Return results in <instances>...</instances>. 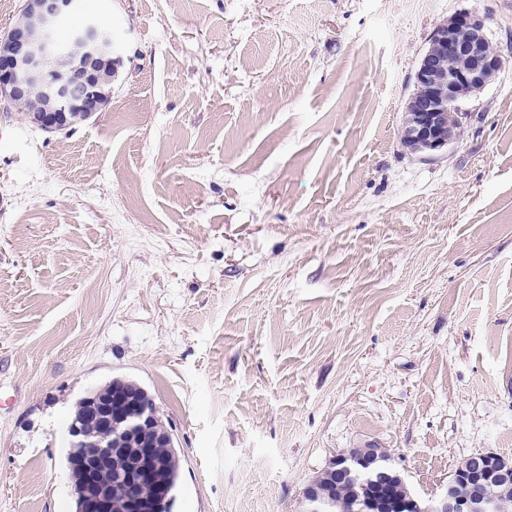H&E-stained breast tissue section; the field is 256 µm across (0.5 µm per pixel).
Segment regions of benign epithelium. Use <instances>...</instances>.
I'll list each match as a JSON object with an SVG mask.
<instances>
[{"mask_svg":"<svg viewBox=\"0 0 512 512\" xmlns=\"http://www.w3.org/2000/svg\"><path fill=\"white\" fill-rule=\"evenodd\" d=\"M77 10V0H25L19 21L0 37V102L6 109L23 106L41 89L34 120L55 133L69 128L67 120L89 118L102 108L108 84L100 69L112 66V42L101 35L102 19L85 16L70 32L65 50L59 49L62 24ZM505 58L491 46L484 18L460 12L438 22L413 74V91L405 107L404 142L415 153H433L452 144L468 116L462 104L495 82ZM151 430L156 439L173 442L170 430L158 425L156 410L139 406L131 415L112 422V434L95 442L94 457L112 456L113 441L131 431ZM380 448L336 451L328 467L349 476L367 474L366 483L385 485L400 478L382 457ZM91 493L84 512H113L112 487L101 475L86 469ZM512 479V461L492 451H478L465 469L451 473L445 496L430 503L407 497L400 512H500L486 486ZM301 512H373L374 501L361 491L336 499L327 486L307 484Z\"/></svg>","mask_w":512,"mask_h":512,"instance_id":"7a95c632","label":"benign epithelium"}]
</instances>
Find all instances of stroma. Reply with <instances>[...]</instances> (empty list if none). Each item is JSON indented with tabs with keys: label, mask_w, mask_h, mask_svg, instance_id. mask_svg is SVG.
Wrapping results in <instances>:
<instances>
[{
	"label": "stroma",
	"mask_w": 512,
	"mask_h": 512,
	"mask_svg": "<svg viewBox=\"0 0 512 512\" xmlns=\"http://www.w3.org/2000/svg\"><path fill=\"white\" fill-rule=\"evenodd\" d=\"M109 105L0 111V512H74L66 413L114 376L170 424L172 512H299L334 453L437 500L512 459V0H84ZM506 66L402 143L434 25ZM160 451L161 454L165 456V472L170 487V493L168 499L158 504L157 512H170L180 481L181 459L175 443L170 448H161ZM382 453V448H356L349 451L343 448L336 451L325 470L337 466V470L346 476L355 470L364 471L368 477L363 488L368 484L385 485L400 479L399 473L387 464L388 459L382 457Z\"/></svg>",
	"instance_id": "1"
}]
</instances>
